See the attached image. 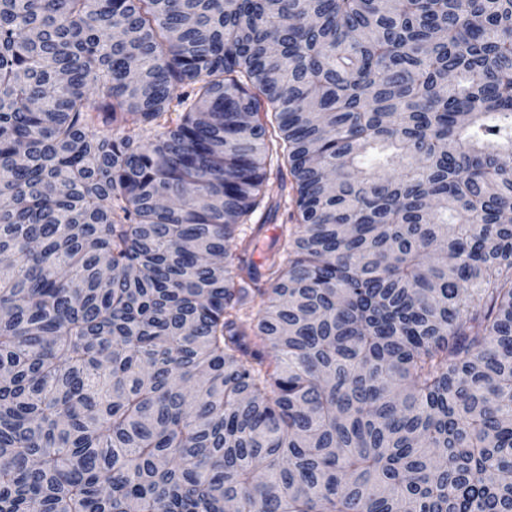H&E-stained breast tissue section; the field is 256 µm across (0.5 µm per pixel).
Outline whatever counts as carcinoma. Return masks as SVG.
Masks as SVG:
<instances>
[{
    "label": "carcinoma",
    "instance_id": "1",
    "mask_svg": "<svg viewBox=\"0 0 512 512\" xmlns=\"http://www.w3.org/2000/svg\"><path fill=\"white\" fill-rule=\"evenodd\" d=\"M511 207L512 0H0V512H512ZM284 173V189L280 191L282 194V207L280 211L274 216H268V213L265 211L263 207L256 210V212L252 215L251 221L249 224H266L263 229L262 234L257 240L256 249L253 251V259L257 263H260L263 259L264 253L267 251L269 245L272 242V239L279 235L280 233V225L288 224L290 226L291 221L289 220V214L293 209L292 199L295 196V182L286 168H283ZM286 200V207H288V223H286L287 219V210L284 209L283 203Z\"/></svg>",
    "mask_w": 512,
    "mask_h": 512
}]
</instances>
